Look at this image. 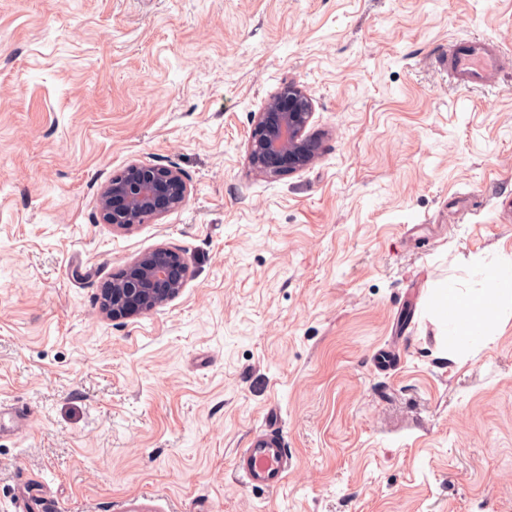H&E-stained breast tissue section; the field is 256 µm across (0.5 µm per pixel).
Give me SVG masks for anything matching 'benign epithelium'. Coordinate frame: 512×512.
<instances>
[{
	"mask_svg": "<svg viewBox=\"0 0 512 512\" xmlns=\"http://www.w3.org/2000/svg\"><path fill=\"white\" fill-rule=\"evenodd\" d=\"M313 112L306 90L294 83L279 88L253 121L247 143L250 167L277 176L286 168L312 164L321 148L319 141L305 135ZM188 197L177 169L132 163L101 188L99 208L104 223L130 229L182 207ZM190 273L185 254L158 247L131 262L121 280L102 288L103 309L114 318L151 312L176 298Z\"/></svg>",
	"mask_w": 512,
	"mask_h": 512,
	"instance_id": "obj_1",
	"label": "benign epithelium"
}]
</instances>
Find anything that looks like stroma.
Masks as SVG:
<instances>
[{"label":"stroma","mask_w":512,"mask_h":512,"mask_svg":"<svg viewBox=\"0 0 512 512\" xmlns=\"http://www.w3.org/2000/svg\"><path fill=\"white\" fill-rule=\"evenodd\" d=\"M500 42L493 86L448 45ZM304 87L309 167L247 163ZM176 167L130 230L98 190ZM164 246L152 312L101 290ZM512 259V0H0V512H512V315L451 350L427 309ZM280 410L288 475L234 460ZM189 189L173 167L131 163L99 193L102 221L130 229L178 209L188 201ZM190 273L184 253L158 247L131 262L121 280L102 288L103 309L112 318L151 312L176 298Z\"/></svg>","instance_id":"obj_1"}]
</instances>
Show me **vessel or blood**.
<instances>
[{"instance_id": "1", "label": "vessel or blood", "mask_w": 512, "mask_h": 512, "mask_svg": "<svg viewBox=\"0 0 512 512\" xmlns=\"http://www.w3.org/2000/svg\"><path fill=\"white\" fill-rule=\"evenodd\" d=\"M500 71V51L489 40L462 38L449 49L448 72L458 85H488L496 81ZM234 469L251 489L270 490L283 483L288 475V453L275 423H267L264 430L252 436L247 448L238 452Z\"/></svg>"}]
</instances>
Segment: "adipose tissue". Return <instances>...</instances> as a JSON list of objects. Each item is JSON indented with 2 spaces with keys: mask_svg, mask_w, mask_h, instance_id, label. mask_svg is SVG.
I'll list each match as a JSON object with an SVG mask.
<instances>
[{
  "mask_svg": "<svg viewBox=\"0 0 512 512\" xmlns=\"http://www.w3.org/2000/svg\"><path fill=\"white\" fill-rule=\"evenodd\" d=\"M476 272L483 292L467 293L444 285L429 297L430 308L445 325V336L462 349L481 343L490 326L512 309V263L480 264Z\"/></svg>",
  "mask_w": 512,
  "mask_h": 512,
  "instance_id": "1",
  "label": "adipose tissue"
}]
</instances>
